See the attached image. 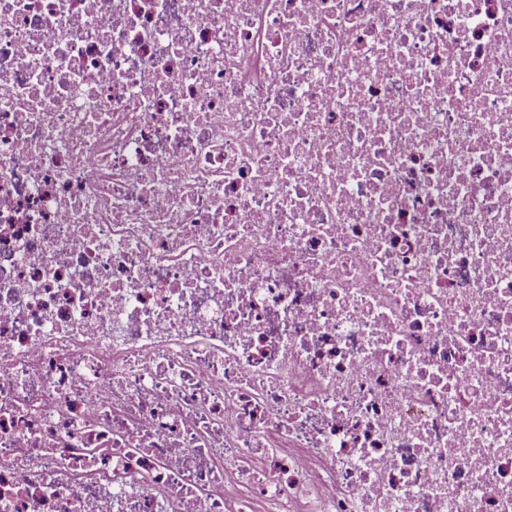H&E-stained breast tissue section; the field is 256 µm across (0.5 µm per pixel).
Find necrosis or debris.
Listing matches in <instances>:
<instances>
[{
    "label": "necrosis or debris",
    "instance_id": "4bbe7bcc",
    "mask_svg": "<svg viewBox=\"0 0 512 512\" xmlns=\"http://www.w3.org/2000/svg\"><path fill=\"white\" fill-rule=\"evenodd\" d=\"M0 512H512V0H0Z\"/></svg>",
    "mask_w": 512,
    "mask_h": 512
}]
</instances>
